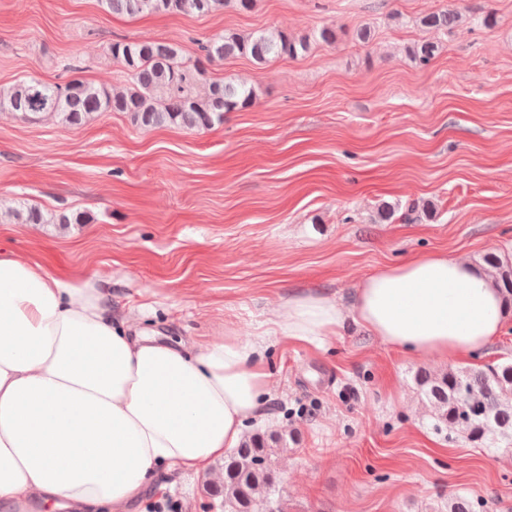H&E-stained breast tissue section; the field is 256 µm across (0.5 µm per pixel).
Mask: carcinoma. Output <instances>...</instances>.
<instances>
[{
  "label": "carcinoma",
  "instance_id": "cac0c4a2",
  "mask_svg": "<svg viewBox=\"0 0 512 512\" xmlns=\"http://www.w3.org/2000/svg\"><path fill=\"white\" fill-rule=\"evenodd\" d=\"M104 9L118 14L207 15L224 8V0H100ZM460 22L449 8L421 19V25L447 34ZM336 27L326 25L311 35L295 36L285 29L250 33L226 32L198 44L208 62L245 56L258 64L272 59L298 58L318 43H336ZM440 49L437 41L416 43L410 55L428 66ZM112 59L127 76L123 87L97 86L81 78L63 84L35 77L0 86V109L24 119L56 116L78 125L97 112H125L133 123L149 129L164 125L209 129L224 123V113L250 106L254 90L231 81L212 80L204 59H187L181 46L153 39L115 41ZM23 224H68L64 213H48L30 206L15 213ZM495 280L512 301V259L486 257ZM415 383L433 409V428H458L477 448H490L498 438L512 439V362L478 368L449 369L441 374L419 370ZM287 435L253 433L224 457V480L207 487L224 512H284L278 472L273 457L287 449Z\"/></svg>",
  "mask_w": 512,
  "mask_h": 512
}]
</instances>
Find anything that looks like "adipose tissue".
<instances>
[{"label": "adipose tissue", "mask_w": 512, "mask_h": 512, "mask_svg": "<svg viewBox=\"0 0 512 512\" xmlns=\"http://www.w3.org/2000/svg\"><path fill=\"white\" fill-rule=\"evenodd\" d=\"M356 323L445 360L491 347L512 305L489 269L433 251L378 267L351 305L321 291L281 304L270 334L320 343ZM265 336L190 347L113 321L94 279L0 250V503L126 512L160 465L204 472L238 447L271 375Z\"/></svg>", "instance_id": "1"}]
</instances>
